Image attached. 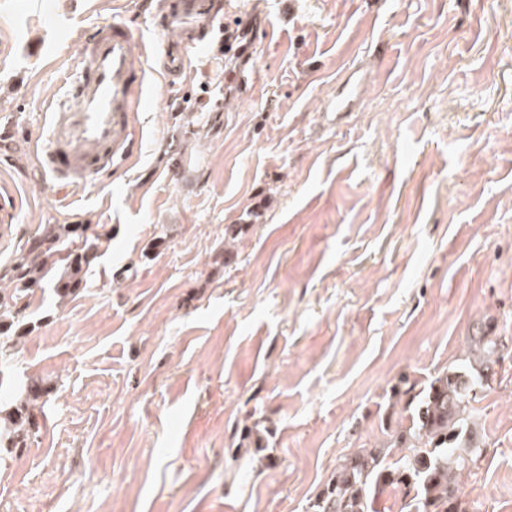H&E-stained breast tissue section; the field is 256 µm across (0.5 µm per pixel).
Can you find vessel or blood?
<instances>
[{
	"mask_svg": "<svg viewBox=\"0 0 512 512\" xmlns=\"http://www.w3.org/2000/svg\"><path fill=\"white\" fill-rule=\"evenodd\" d=\"M223 8V0H178L156 23L190 32L196 48L210 43L211 22ZM145 54L121 22L98 25L81 39L77 72L65 85V102L49 114V141L37 155L54 184L82 186L133 157L132 118L146 94Z\"/></svg>",
	"mask_w": 512,
	"mask_h": 512,
	"instance_id": "b4317fda",
	"label": "vessel or blood"
}]
</instances>
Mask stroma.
<instances>
[{
  "label": "stroma",
  "mask_w": 512,
  "mask_h": 512,
  "mask_svg": "<svg viewBox=\"0 0 512 512\" xmlns=\"http://www.w3.org/2000/svg\"><path fill=\"white\" fill-rule=\"evenodd\" d=\"M157 7L0 0V286L50 225L110 239L10 329L0 408L45 394L37 432L0 445V512H311L341 457L390 443L403 380L467 365L488 326L459 483L467 512H512V0H232L216 27L265 29L248 61L212 43L173 87L183 37ZM110 21L147 50L139 149L60 191L36 152Z\"/></svg>",
  "instance_id": "obj_1"
}]
</instances>
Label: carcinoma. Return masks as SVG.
<instances>
[{
  "instance_id": "obj_1",
  "label": "carcinoma",
  "mask_w": 512,
  "mask_h": 512,
  "mask_svg": "<svg viewBox=\"0 0 512 512\" xmlns=\"http://www.w3.org/2000/svg\"><path fill=\"white\" fill-rule=\"evenodd\" d=\"M76 232L72 225L55 224L44 241L21 253L11 279L13 288L0 289V319L18 317L29 305V292L41 287L60 263L64 266L62 295L81 285L100 234L85 249L61 256L58 246ZM472 341L476 356L470 366L449 367L421 388L415 382L407 384L403 395L408 397L404 416L408 426L394 439L402 456L389 463L382 448L349 455L312 504L313 512H378V498L389 488L408 499V512H466L458 472L481 455L470 427L471 402L476 386L496 375L494 356L502 345L490 332H481ZM43 394L41 386L31 385L26 398L0 416V431L9 434L11 441L23 443L33 433L36 423L31 407Z\"/></svg>"
}]
</instances>
